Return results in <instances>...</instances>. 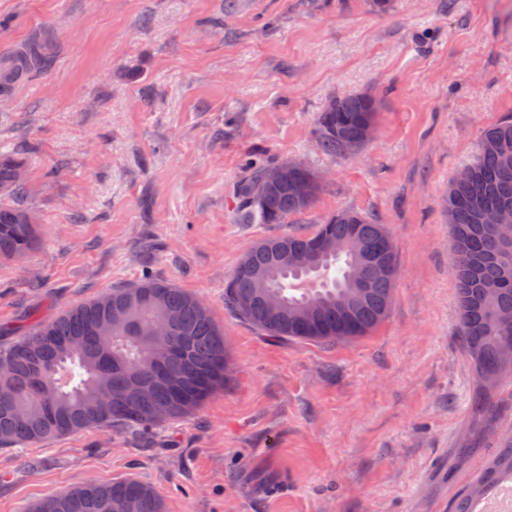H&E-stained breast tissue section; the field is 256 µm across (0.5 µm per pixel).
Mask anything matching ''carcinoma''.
Wrapping results in <instances>:
<instances>
[{"label": "carcinoma", "instance_id": "carcinoma-1", "mask_svg": "<svg viewBox=\"0 0 512 512\" xmlns=\"http://www.w3.org/2000/svg\"><path fill=\"white\" fill-rule=\"evenodd\" d=\"M49 45L37 35L0 56V96L50 64ZM378 112L362 93L334 98L319 112L314 135L326 155L344 156L347 143L362 138ZM269 167L255 169L239 186L246 218L281 224L308 211L321 187L294 178L271 190L266 206L252 204ZM466 175L448 187L444 206L451 228L452 261L459 300V336L468 362L485 376L481 390L494 384L512 364L501 356L512 349V246L497 243L490 218L512 207V119L481 135ZM23 166L0 155V259L26 254L37 242L32 214L23 207L27 193ZM340 242L339 252L322 255L309 267L276 259L256 245L241 259L224 287V307L274 341L335 344L368 335L388 315L399 272L395 246L388 266L364 261V249L387 245L391 235L366 215L341 210L325 216L312 233L269 237L273 243L309 245ZM364 266L367 293L352 314L339 307L353 292V272ZM279 296L283 311L273 312L265 295ZM164 319L167 336L150 327ZM9 376L0 379V448H29L54 438L100 426L149 430L194 414L230 379L224 332L196 296L174 284L143 277L34 325L29 333L0 350ZM490 405L480 396L472 408L473 426L491 431ZM468 440L450 450L453 464L475 452ZM512 480V441L460 488L450 512H472V500L493 485ZM30 512H164L151 487L135 480L111 484L88 482L46 498Z\"/></svg>", "mask_w": 512, "mask_h": 512}]
</instances>
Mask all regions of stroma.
Wrapping results in <instances>:
<instances>
[{"instance_id":"obj_1","label":"stroma","mask_w":512,"mask_h":512,"mask_svg":"<svg viewBox=\"0 0 512 512\" xmlns=\"http://www.w3.org/2000/svg\"><path fill=\"white\" fill-rule=\"evenodd\" d=\"M35 34L50 65L0 98V153L24 162L38 221L35 248L0 260V347L31 317L148 274L210 308L232 379L155 430L0 449V512L127 479L165 512H448L512 440L508 377L489 396L493 431L449 469L476 381L442 207L481 133L512 116V0H0V55ZM367 91L382 101L372 140L323 154L324 103ZM288 159L326 176L311 209L247 223L234 191L249 163ZM338 210L396 246L391 308L370 335L277 342L225 310L224 283L258 241Z\"/></svg>"}]
</instances>
